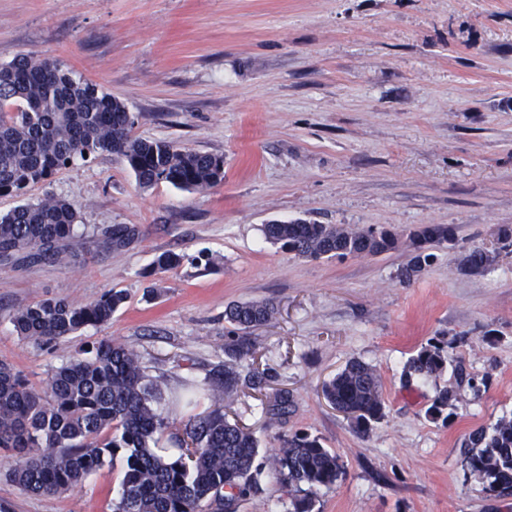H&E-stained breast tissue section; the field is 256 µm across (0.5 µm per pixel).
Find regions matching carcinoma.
<instances>
[{"label":"carcinoma","instance_id":"cac0c4a2","mask_svg":"<svg viewBox=\"0 0 512 512\" xmlns=\"http://www.w3.org/2000/svg\"><path fill=\"white\" fill-rule=\"evenodd\" d=\"M128 108L97 84L76 79L56 61L20 53L0 62V196L20 203L0 214V266L19 261L57 263L74 256L79 240L100 235L115 248L129 245L137 230L125 224L80 227L77 203L48 195L26 199L28 189L51 182L77 159L101 154L119 158L142 188L165 182L185 191H203L224 179V158L131 135ZM265 239L296 257L341 259L379 255L395 249L389 230H348L305 220L263 225ZM415 255L400 272L409 283L434 254L426 245L453 239V230L426 225L411 234ZM494 260L475 248L462 270L477 272ZM182 256L164 252L154 261L159 272L181 264ZM121 290H108L85 304L46 299L17 309V335L50 345L87 326H103L124 303ZM269 300L233 303L224 319L236 329L226 344L228 360L214 368L208 396L215 389L228 395L240 380L239 367L253 350L250 330L272 319ZM448 357L440 343L421 348L409 361V372H442ZM276 377L272 369L254 371L245 382L262 388ZM323 398L343 413L360 435L384 416V400L375 370L351 360L321 386ZM162 389L147 373L139 355L112 340L76 350L53 369L39 388L11 364L0 362V450L12 459L8 480L26 494H58L82 482L105 462L124 461L119 497L112 512H238L241 502L261 492L260 448L254 436L231 422L216 407L173 433L158 411ZM292 397L280 392L263 406L272 418L290 413ZM180 454L158 453L163 442ZM468 469L484 489L512 497V419L497 422L492 432L480 428L460 446ZM288 490L331 488L343 473L340 457L303 431L289 437L271 461Z\"/></svg>","mask_w":512,"mask_h":512}]
</instances>
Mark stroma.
I'll use <instances>...</instances> for the list:
<instances>
[{
    "instance_id": "35a3bbf8",
    "label": "stroma",
    "mask_w": 512,
    "mask_h": 512,
    "mask_svg": "<svg viewBox=\"0 0 512 512\" xmlns=\"http://www.w3.org/2000/svg\"><path fill=\"white\" fill-rule=\"evenodd\" d=\"M33 52L59 61L121 100L135 137L223 157V181L203 192L161 182L141 188L102 154L28 191L78 202L82 223L129 224L116 249L87 238L55 264L0 267V360L41 387L75 346L111 339L141 355L164 388L173 431L213 409L185 405L183 381L223 363L233 302L275 301L252 331L240 371L275 368L257 393L224 398L229 420L274 456L303 431L340 458L335 487L313 512H512L464 466L461 439L512 418V254L477 273L461 269L474 247L494 249L512 228V0H0V61ZM302 219L397 232V249L318 260L267 242L262 227ZM451 227L413 282V231ZM183 254L151 274L153 260ZM126 300L111 321L71 341L18 337L14 311L45 299L84 304L109 289ZM464 361L481 391L449 369L406 376L430 339ZM358 359L381 383L384 416L367 435L320 388ZM451 390L448 420L426 414ZM287 418L261 411L281 391ZM0 452V512H112L122 462L69 491L21 493ZM239 512H294L272 469Z\"/></svg>"
}]
</instances>
